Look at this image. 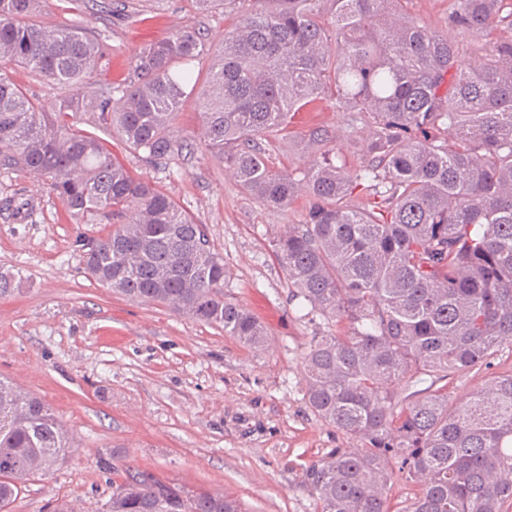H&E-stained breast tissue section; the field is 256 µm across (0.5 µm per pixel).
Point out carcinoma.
Wrapping results in <instances>:
<instances>
[{
    "mask_svg": "<svg viewBox=\"0 0 512 512\" xmlns=\"http://www.w3.org/2000/svg\"><path fill=\"white\" fill-rule=\"evenodd\" d=\"M47 2L0 0V73L24 68L78 93L44 112L0 76V165L42 177L73 217L112 219L87 243V273L247 346L268 341L258 318L224 299L227 270L206 225L74 125L92 112L147 161L171 160L191 148L173 123L194 99L205 146L242 190L273 207L308 197L275 253L292 296L345 324L314 337L305 399L357 443L303 469L318 512L512 505V374L487 376L459 404L446 384L512 344V0H454L448 29L480 39L465 45L406 16L404 0H195L241 19L213 46L186 24L142 48L138 79L117 100V87L79 93L108 53L85 29L43 23ZM468 52L477 57L464 64ZM204 57V83L186 89L175 67ZM323 100L364 124V164L346 171L332 147L299 175L272 170L259 140ZM72 446L48 406L0 378V512L21 491L16 472L44 475ZM396 471L415 492L394 511ZM105 512L242 510L229 494L126 467Z\"/></svg>",
    "mask_w": 512,
    "mask_h": 512,
    "instance_id": "obj_1",
    "label": "carcinoma"
}]
</instances>
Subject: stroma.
<instances>
[{
  "mask_svg": "<svg viewBox=\"0 0 512 512\" xmlns=\"http://www.w3.org/2000/svg\"><path fill=\"white\" fill-rule=\"evenodd\" d=\"M44 18L106 40L110 63L83 87L89 97L128 83L146 43L186 24L216 43L237 20L230 11L198 12L193 0H126L123 10L100 18L70 0H49ZM9 77L46 112L74 93L23 69ZM78 125L206 224L228 271L225 298L257 316L270 336L254 349L221 328L101 287L85 272L83 245L100 235L107 217H70L43 180L0 167V200L33 205L23 219L0 212V270L23 277L19 288L0 294V376L49 405L74 438L70 457L28 482L9 512H46L57 500L103 512L112 496V474L100 463L107 455L118 468L133 465L178 484L228 491L243 512H315L304 467L354 442L305 403L304 357L313 338L335 325L292 297L273 254L283 227L300 222L307 197L273 208L244 192L200 143L201 118L190 109L174 127L194 140V154L158 165L125 149L95 115L79 114ZM317 127L335 136L337 155L355 170L364 159L358 125L326 102L299 113L290 135L264 141L270 165L305 169Z\"/></svg>",
  "mask_w": 512,
  "mask_h": 512,
  "instance_id": "stroma-1",
  "label": "stroma"
}]
</instances>
